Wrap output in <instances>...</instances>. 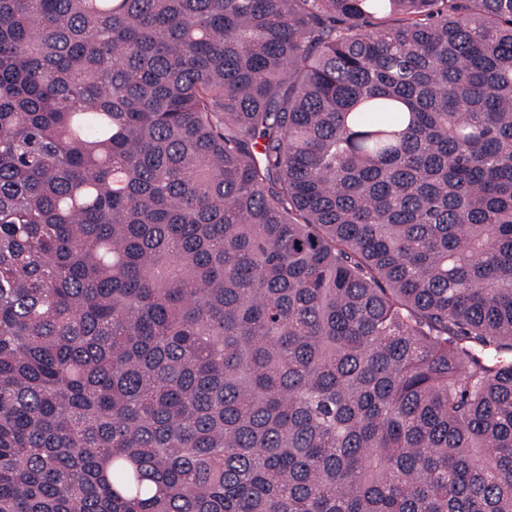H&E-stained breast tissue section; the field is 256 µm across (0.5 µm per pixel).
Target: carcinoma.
Returning <instances> with one entry per match:
<instances>
[{"label": "carcinoma", "mask_w": 512, "mask_h": 512, "mask_svg": "<svg viewBox=\"0 0 512 512\" xmlns=\"http://www.w3.org/2000/svg\"><path fill=\"white\" fill-rule=\"evenodd\" d=\"M0 512H512V0H0Z\"/></svg>", "instance_id": "carcinoma-1"}]
</instances>
